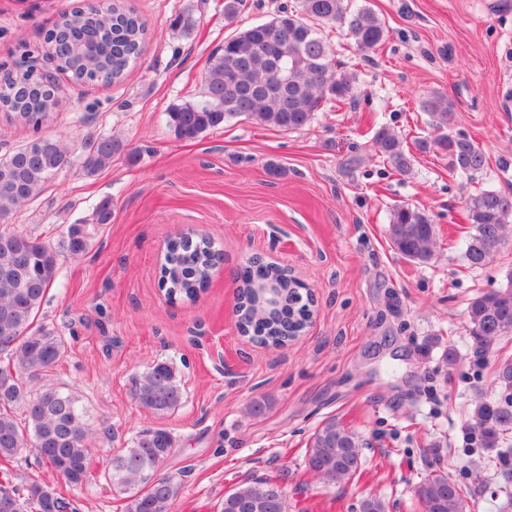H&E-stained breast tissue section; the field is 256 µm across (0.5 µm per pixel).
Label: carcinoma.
<instances>
[{"label": "carcinoma", "mask_w": 512, "mask_h": 512, "mask_svg": "<svg viewBox=\"0 0 512 512\" xmlns=\"http://www.w3.org/2000/svg\"><path fill=\"white\" fill-rule=\"evenodd\" d=\"M347 28L354 45L370 52L388 36L385 22L366 6L352 0H298L268 20L253 24L224 39L210 59L201 99L173 106L167 125L179 139L195 140L226 123L245 118L284 132L313 122L329 103L344 102L353 93L354 78L336 70L335 51L325 34L334 25ZM91 27L99 42L93 56L76 47L59 45L56 58L61 71L77 84L93 81L101 72L122 81L141 57L146 37L144 21L122 0H114L109 16L74 9L60 16L57 29ZM60 102L59 91L45 89L20 93L12 88L0 95V109L33 135L21 147L0 157V223L27 200L67 162L68 149L40 134L43 124ZM452 104L441 96L430 102V113L441 133L419 139L420 151L434 149L448 157L451 171L471 177L488 164L484 149L475 141L444 132ZM374 142L387 164L399 174L411 171L412 154L400 138L378 129ZM122 141L110 136L83 144L84 168L89 174L112 165L125 153ZM112 220V198H102L95 222ZM468 230L462 239V258L470 269L491 262L512 242V197L480 189L467 207ZM387 235L403 258L428 264L435 257L436 228L418 208L399 206L392 212ZM90 233L83 224H71L57 244L21 230H0V460L10 462L29 449L51 476L72 487L88 483L89 457L95 430L79 398L44 380L64 357L62 337L35 324V318L55 281L61 258L79 257L89 247ZM213 251L200 239H177L167 248L161 264L160 287L170 300H193L209 276ZM300 284L274 262H252L238 275V291L251 314L246 331L263 344H285L309 326L310 308L295 300ZM467 331L476 361L493 360L494 393L483 397L469 417L471 440L481 448H497L501 435L512 430V355H504L500 341L512 335V271L506 284L475 295L467 307ZM133 396L143 408L165 414L182 402L183 392L174 366L157 361L135 383ZM166 428L144 426L125 448L109 457L104 478L124 494L125 512H171L180 478L159 474L174 447ZM362 443L357 432L334 418L314 431L305 453L309 477L327 487L357 484L364 473ZM414 494L423 512H468L467 486L441 470L419 482ZM358 512H386L381 497L362 493ZM69 504L56 486L39 480L24 492L0 485V512H67ZM218 512H288L282 483L273 478L245 481L224 493Z\"/></svg>", "instance_id": "1"}]
</instances>
